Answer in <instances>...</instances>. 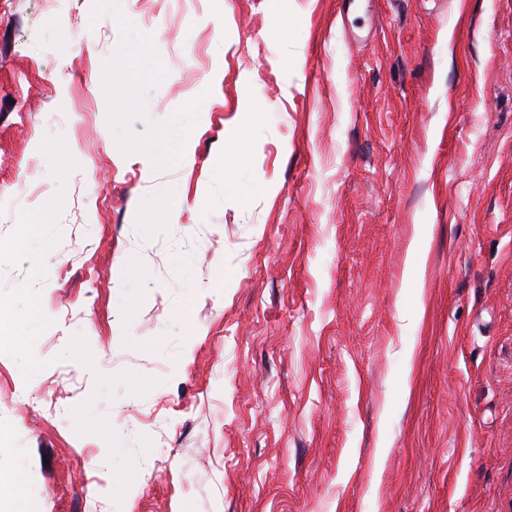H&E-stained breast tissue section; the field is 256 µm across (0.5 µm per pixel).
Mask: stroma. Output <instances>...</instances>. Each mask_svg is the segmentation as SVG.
Listing matches in <instances>:
<instances>
[{
  "label": "stroma",
  "instance_id": "obj_1",
  "mask_svg": "<svg viewBox=\"0 0 512 512\" xmlns=\"http://www.w3.org/2000/svg\"><path fill=\"white\" fill-rule=\"evenodd\" d=\"M57 135L0 507L512 512V0H0V238ZM124 370L159 384L94 395Z\"/></svg>",
  "mask_w": 512,
  "mask_h": 512
}]
</instances>
